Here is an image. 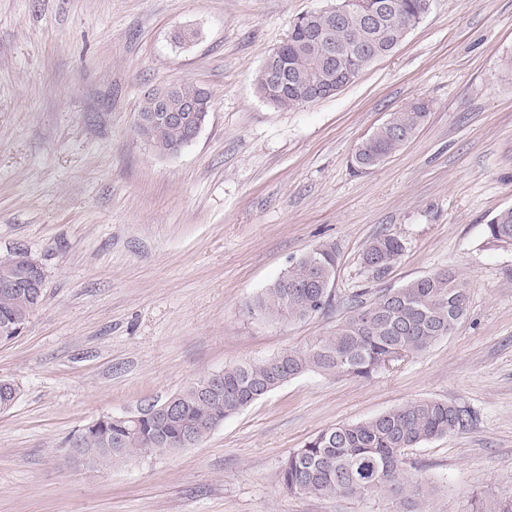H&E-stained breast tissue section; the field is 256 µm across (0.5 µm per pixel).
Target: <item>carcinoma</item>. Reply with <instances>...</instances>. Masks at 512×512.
Masks as SVG:
<instances>
[{
    "instance_id": "1",
    "label": "carcinoma",
    "mask_w": 512,
    "mask_h": 512,
    "mask_svg": "<svg viewBox=\"0 0 512 512\" xmlns=\"http://www.w3.org/2000/svg\"><path fill=\"white\" fill-rule=\"evenodd\" d=\"M389 1L395 9L381 23L368 26L355 12L333 20L319 10L297 17L279 51L268 57L256 76L261 94L281 108L303 104L307 91L319 87L332 96L352 83L377 59L390 54L404 40L411 22L423 17L422 0ZM187 99L203 105L202 119L211 109L210 93L194 84L173 86L169 107L178 109ZM429 105L418 100L394 112L355 150L353 163L360 170L381 164L400 150L425 123ZM138 136L162 155L189 147L182 127L152 123L137 126ZM491 242L512 246V208L499 211L487 224ZM402 242L389 234L374 237L362 255L364 267L381 274L401 255ZM337 257L332 246L313 248L293 260L270 286L258 294L250 312L277 322L310 318L334 301L332 289L320 283L333 280ZM36 311L24 292L0 293V329L9 324L27 327ZM467 311V296L457 273L440 270L416 278L401 288L386 289L366 303L353 300L350 315L335 331L305 348L224 368V399L205 401L191 383L173 395L181 407L178 418L162 421L102 420L88 424L76 438L92 449L85 463L120 465L138 457L174 452L170 442L186 426L196 425L197 442L211 430L203 423L224 420L270 394L288 380L307 372L366 380L397 360L427 352L451 334ZM465 411L454 403L419 399L402 403L380 415L319 431L284 458L280 479L290 494L362 498L385 492L398 502L396 512H427L434 490L429 482L408 475L407 451L432 439L464 430Z\"/></svg>"
}]
</instances>
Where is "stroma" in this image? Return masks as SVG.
<instances>
[{
  "mask_svg": "<svg viewBox=\"0 0 512 512\" xmlns=\"http://www.w3.org/2000/svg\"><path fill=\"white\" fill-rule=\"evenodd\" d=\"M332 0H0V256L27 248L46 295L0 343V512H394L392 498L284 492L289 451L322 429L437 399L462 432L411 450L429 512L512 495V246L487 224L512 207V0H432L390 55L327 99L283 109L256 75L295 18ZM194 28L183 45L174 32ZM192 83L212 106L191 146L161 155L136 124L148 92ZM423 99L427 121L363 173L357 145ZM379 234L404 250L381 275ZM338 255L331 307L251 314L312 248ZM455 270L468 310L428 352L371 379L309 372L204 442L95 470L69 438L105 414L163 403L196 379L330 335L362 293ZM402 242L395 236L380 234L374 237L365 248L362 264L377 274L384 273L401 255Z\"/></svg>",
  "mask_w": 512,
  "mask_h": 512,
  "instance_id": "1",
  "label": "stroma"
}]
</instances>
